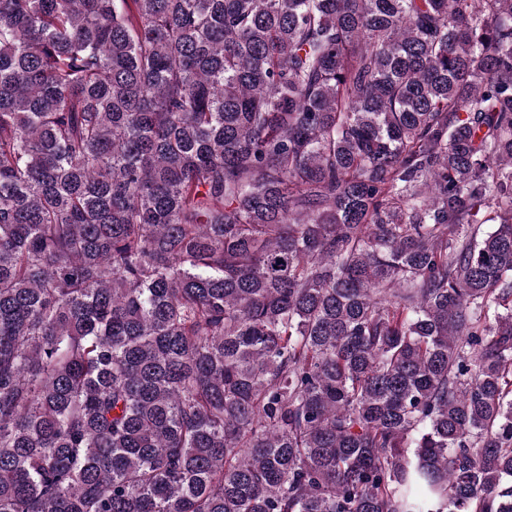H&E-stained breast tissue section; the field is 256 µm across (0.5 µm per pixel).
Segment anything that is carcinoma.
Wrapping results in <instances>:
<instances>
[{"label":"carcinoma","instance_id":"carcinoma-1","mask_svg":"<svg viewBox=\"0 0 512 512\" xmlns=\"http://www.w3.org/2000/svg\"><path fill=\"white\" fill-rule=\"evenodd\" d=\"M0 512H512V0H0Z\"/></svg>","mask_w":512,"mask_h":512}]
</instances>
